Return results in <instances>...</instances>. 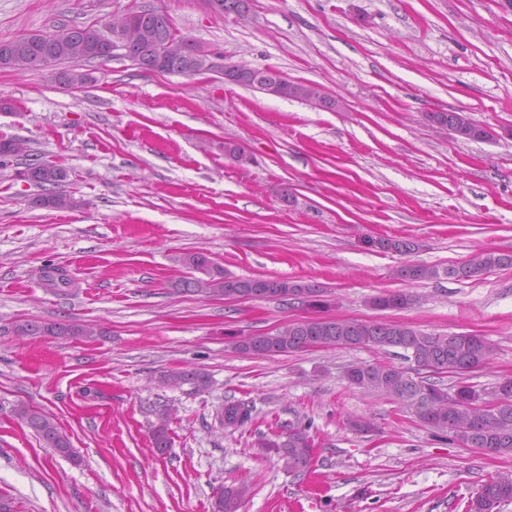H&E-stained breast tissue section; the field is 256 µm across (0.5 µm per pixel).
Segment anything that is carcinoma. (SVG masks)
I'll return each instance as SVG.
<instances>
[{"label":"carcinoma","instance_id":"obj_1","mask_svg":"<svg viewBox=\"0 0 512 512\" xmlns=\"http://www.w3.org/2000/svg\"><path fill=\"white\" fill-rule=\"evenodd\" d=\"M139 24L145 30V41L125 47V56L139 68L151 71L156 65V50L165 44L177 43V48L166 58L164 68L169 74L190 75L195 63L193 53L196 43L174 29L165 11L158 8L144 9L138 14ZM89 27L72 28L57 34L56 46L49 47L42 35L32 34L9 41H0V67L21 71L43 69L46 56L53 62L71 63L78 66L107 56L95 52L86 42ZM292 92L288 99L305 102L321 92L312 83H290ZM455 137L469 140H491L494 135L478 126L461 112H437ZM32 183L42 190L40 206L49 209H68L74 206L73 197L59 179L60 170L50 162L31 163L27 166ZM363 243L371 248L407 254L416 250L417 244L408 239H373L366 237ZM183 264L190 275L179 280L176 291L181 294L200 295L214 299H237L252 288L265 296H308L311 306L323 309L328 306L323 292L310 285L288 279H245L224 272L200 252L188 253ZM512 266V254L486 252L448 271L457 280H476L491 270ZM400 277L413 282L439 275V270L422 265L406 264L399 270ZM44 281L50 288L60 290L73 286V280L63 267L45 268ZM414 303L408 291L382 292L370 299L376 309H405ZM18 336L32 332L42 336L96 335L89 325H71L61 322L20 320L14 325ZM235 350L246 355L274 358L297 352L308 347H370L384 351L403 348L412 355V367L404 369L391 363L375 362L360 364L351 370L350 382L359 387L384 392L412 406L420 420L431 428L448 433V437L466 448H477L490 456H512V400L496 407L480 406L482 394L474 387L462 385L455 397L448 398V391L426 377V374H452L460 379L486 366L492 348L482 337L471 333L437 336L424 333L404 323L364 322L338 318H318L304 323L289 322L275 333H261L240 337L233 342ZM161 380L170 387L190 384L197 389L208 385L205 373L195 368L165 371ZM17 418L32 429L48 448L65 457L72 456L71 443L58 426L52 414L41 409L20 405L15 409ZM220 423L227 429H238L252 420V409L242 402H226L218 413ZM153 444L158 454L171 448L166 421L153 431ZM277 449L285 466L293 472L305 473L313 459V443L305 428H292L277 440L266 443ZM247 487L244 485L221 487L216 491L214 512H239ZM512 501V478L502 476L486 480L478 491L470 496L466 512H499V508Z\"/></svg>","mask_w":512,"mask_h":512}]
</instances>
